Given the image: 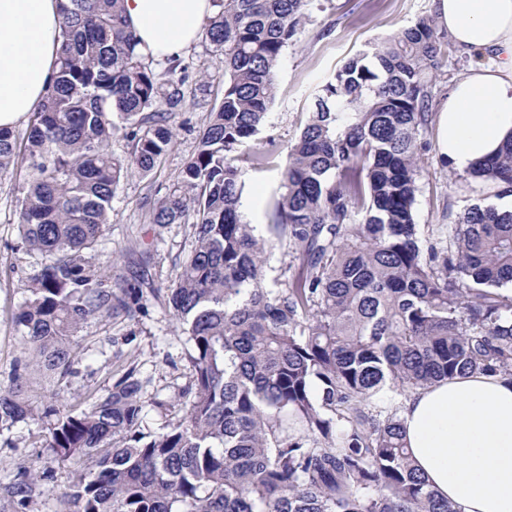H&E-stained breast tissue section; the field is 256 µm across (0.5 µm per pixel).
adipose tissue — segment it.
Here are the masks:
<instances>
[{
  "instance_id": "ef3b65f1",
  "label": "adipose tissue",
  "mask_w": 512,
  "mask_h": 512,
  "mask_svg": "<svg viewBox=\"0 0 512 512\" xmlns=\"http://www.w3.org/2000/svg\"><path fill=\"white\" fill-rule=\"evenodd\" d=\"M65 0H0V127L45 98L61 44ZM439 25L464 54L483 56L439 108L437 147L458 173L512 136V0H433ZM142 53L180 55L214 11L212 0H124ZM406 446L429 487L457 512H512V380L466 375L406 397Z\"/></svg>"
}]
</instances>
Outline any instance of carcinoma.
Instances as JSON below:
<instances>
[{
  "mask_svg": "<svg viewBox=\"0 0 512 512\" xmlns=\"http://www.w3.org/2000/svg\"><path fill=\"white\" fill-rule=\"evenodd\" d=\"M212 4L224 95L150 209L152 224L193 219L175 281L152 289L186 344L183 415L143 431L149 380L133 368L83 409L32 406L31 374H72L87 321L147 314L141 282L102 270L99 246L129 171H153L171 149L189 83L180 59L158 73L136 51L122 0H67L57 73L23 141L0 127V172L18 164L23 177L21 244L41 256L14 314L25 349L0 386V427L47 420L75 512H456L414 468L391 398L512 375V212L475 205L425 229L414 217L448 34L422 17L317 88L267 240L242 220L240 177L280 153L258 135L306 0ZM117 133L126 157L112 153ZM466 177L512 184V139ZM276 244L291 260L268 288ZM52 478L21 464L0 512H33Z\"/></svg>",
  "mask_w": 512,
  "mask_h": 512,
  "instance_id": "carcinoma-1",
  "label": "carcinoma"
}]
</instances>
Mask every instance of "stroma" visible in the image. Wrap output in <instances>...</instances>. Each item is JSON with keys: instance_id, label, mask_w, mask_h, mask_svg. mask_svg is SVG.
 <instances>
[{"instance_id": "1", "label": "stroma", "mask_w": 512, "mask_h": 512, "mask_svg": "<svg viewBox=\"0 0 512 512\" xmlns=\"http://www.w3.org/2000/svg\"><path fill=\"white\" fill-rule=\"evenodd\" d=\"M433 11V0H308L306 21L279 64L278 94L268 111L263 136L272 137L282 147L292 144L308 118L316 87L337 67L368 42L391 36ZM207 46L201 36L182 53L190 83L182 110L172 120L175 143L152 175L134 172L122 182L112 200V222L100 245L102 266H114L125 277L135 271L144 273L156 288L174 281L191 248V237L187 225L150 223L148 211L179 177L196 148L208 112L224 93V58ZM426 139L414 206L417 223L448 224L471 206L497 204V195L467 186L442 166L435 131H428ZM284 163L280 155L270 170L248 171L241 177L242 214L262 235L280 193ZM20 188L15 170L0 173V383L8 381L24 350L12 317L22 301L23 285L40 262L39 256L19 247ZM146 305L148 315L135 321L103 318L85 324L79 332L72 375L58 384H34L38 404L66 410L85 407L133 367L141 376L151 377L150 394L166 402L169 414H177L179 392L189 381L184 344L170 313L154 299H147ZM46 434L45 424L31 420L0 429V483H7L24 460L40 457L54 477L43 485L37 512H61L69 470L55 464L44 448Z\"/></svg>"}]
</instances>
